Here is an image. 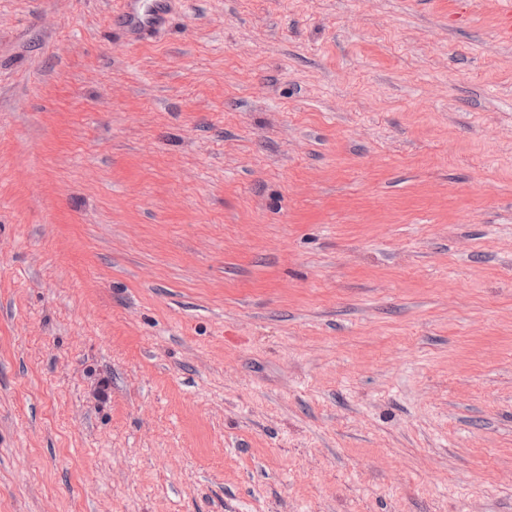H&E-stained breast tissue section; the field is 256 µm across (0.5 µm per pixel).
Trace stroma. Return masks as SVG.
<instances>
[{
    "label": "stroma",
    "mask_w": 512,
    "mask_h": 512,
    "mask_svg": "<svg viewBox=\"0 0 512 512\" xmlns=\"http://www.w3.org/2000/svg\"><path fill=\"white\" fill-rule=\"evenodd\" d=\"M0 0V512H512L498 0ZM172 0H120L115 21L136 36L145 35L162 25Z\"/></svg>",
    "instance_id": "obj_1"
}]
</instances>
